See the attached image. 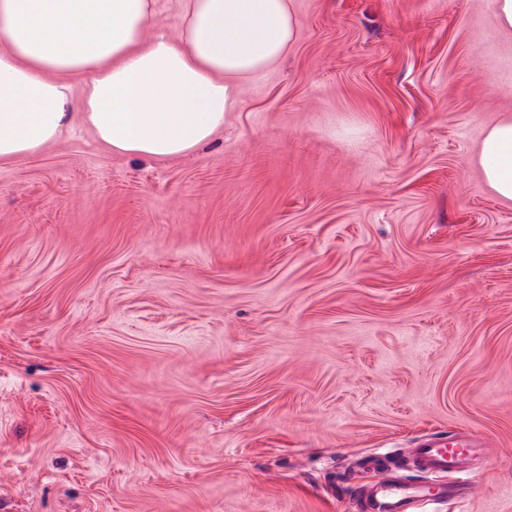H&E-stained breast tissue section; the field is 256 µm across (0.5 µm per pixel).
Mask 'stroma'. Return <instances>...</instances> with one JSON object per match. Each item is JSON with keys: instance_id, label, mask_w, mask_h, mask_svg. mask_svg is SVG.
<instances>
[{"instance_id": "obj_1", "label": "stroma", "mask_w": 512, "mask_h": 512, "mask_svg": "<svg viewBox=\"0 0 512 512\" xmlns=\"http://www.w3.org/2000/svg\"><path fill=\"white\" fill-rule=\"evenodd\" d=\"M210 143L74 126L0 163V512H349L366 459L473 432L512 512V117L489 0H291ZM483 178L502 200L512 201V119L486 129L478 146Z\"/></svg>"}]
</instances>
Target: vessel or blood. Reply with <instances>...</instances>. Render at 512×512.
Wrapping results in <instances>:
<instances>
[{
    "mask_svg": "<svg viewBox=\"0 0 512 512\" xmlns=\"http://www.w3.org/2000/svg\"><path fill=\"white\" fill-rule=\"evenodd\" d=\"M483 453L476 433L426 438L403 449V476L379 477L361 485L352 508L354 512H422L426 505L457 499L459 485L442 482V475H460Z\"/></svg>",
    "mask_w": 512,
    "mask_h": 512,
    "instance_id": "1",
    "label": "vessel or blood"
}]
</instances>
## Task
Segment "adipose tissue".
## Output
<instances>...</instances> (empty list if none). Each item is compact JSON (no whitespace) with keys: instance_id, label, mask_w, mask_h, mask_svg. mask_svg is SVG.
I'll return each instance as SVG.
<instances>
[{"instance_id":"obj_1","label":"adipose tissue","mask_w":512,"mask_h":512,"mask_svg":"<svg viewBox=\"0 0 512 512\" xmlns=\"http://www.w3.org/2000/svg\"><path fill=\"white\" fill-rule=\"evenodd\" d=\"M156 2L0 0V163L77 123L121 154L180 157L211 139L240 84L278 64L301 26L289 0H183L175 35H153ZM478 161L512 201V119L486 129Z\"/></svg>"}]
</instances>
